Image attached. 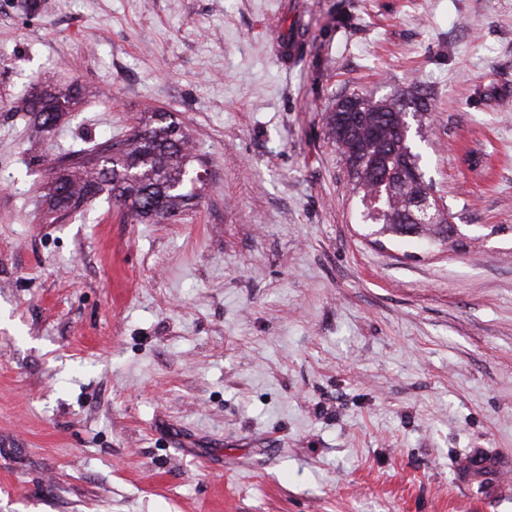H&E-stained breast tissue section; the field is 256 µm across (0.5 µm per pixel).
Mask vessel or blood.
I'll list each match as a JSON object with an SVG mask.
<instances>
[{"label": "vessel or blood", "mask_w": 512, "mask_h": 512, "mask_svg": "<svg viewBox=\"0 0 512 512\" xmlns=\"http://www.w3.org/2000/svg\"><path fill=\"white\" fill-rule=\"evenodd\" d=\"M458 489L471 491L475 483H483L487 500L500 501L512 496V458L483 448L472 449L455 466Z\"/></svg>", "instance_id": "vessel-or-blood-1"}]
</instances>
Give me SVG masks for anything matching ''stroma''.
Listing matches in <instances>:
<instances>
[{
  "label": "stroma",
  "instance_id": "obj_1",
  "mask_svg": "<svg viewBox=\"0 0 512 512\" xmlns=\"http://www.w3.org/2000/svg\"><path fill=\"white\" fill-rule=\"evenodd\" d=\"M31 1L0 0V512H512L452 471L512 454V0ZM415 88L455 244L374 233L326 134ZM157 110L189 209L50 213L66 146ZM74 104V94L71 87L54 88L48 91L43 89L38 94H32L31 111L34 121L42 132L50 133L56 129L60 119L70 112ZM53 130V131H54Z\"/></svg>",
  "mask_w": 512,
  "mask_h": 512
}]
</instances>
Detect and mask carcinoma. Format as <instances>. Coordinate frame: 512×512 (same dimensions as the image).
I'll use <instances>...</instances> for the list:
<instances>
[{"label": "carcinoma", "instance_id": "cac0c4a2", "mask_svg": "<svg viewBox=\"0 0 512 512\" xmlns=\"http://www.w3.org/2000/svg\"><path fill=\"white\" fill-rule=\"evenodd\" d=\"M361 118L344 127L339 113L325 116L328 135L336 144L354 189L362 193L367 216L381 225L379 232L426 236L445 242L453 235L448 220L441 223L404 224L402 217L428 184L415 180L418 153L412 137H403L411 120L432 111L430 94L422 91L402 99L353 95ZM74 104L72 88L42 90L32 95L31 112L43 132L55 129ZM182 123L154 112L137 125L129 138L99 147L101 163L91 167L80 151L61 159L59 172L49 182L47 201L53 211L75 209L108 187L114 203L133 224L160 222L182 213L198 197L192 179L195 156ZM352 144L364 159L357 167L344 146Z\"/></svg>", "mask_w": 512, "mask_h": 512}]
</instances>
